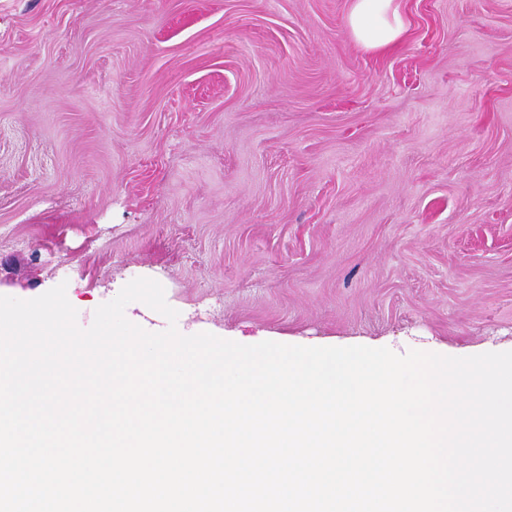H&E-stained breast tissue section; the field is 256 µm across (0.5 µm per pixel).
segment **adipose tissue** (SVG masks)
<instances>
[{"instance_id":"1","label":"adipose tissue","mask_w":512,"mask_h":512,"mask_svg":"<svg viewBox=\"0 0 512 512\" xmlns=\"http://www.w3.org/2000/svg\"><path fill=\"white\" fill-rule=\"evenodd\" d=\"M346 24L355 40L371 50L393 46L407 29L397 0H351Z\"/></svg>"}]
</instances>
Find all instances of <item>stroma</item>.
I'll list each match as a JSON object with an SVG mask.
<instances>
[{"label": "stroma", "mask_w": 512, "mask_h": 512, "mask_svg": "<svg viewBox=\"0 0 512 512\" xmlns=\"http://www.w3.org/2000/svg\"><path fill=\"white\" fill-rule=\"evenodd\" d=\"M0 0V295L145 277L242 344L512 346V0ZM398 0H351L346 25L355 40L371 50L387 49L404 36L407 25Z\"/></svg>", "instance_id": "stroma-1"}]
</instances>
